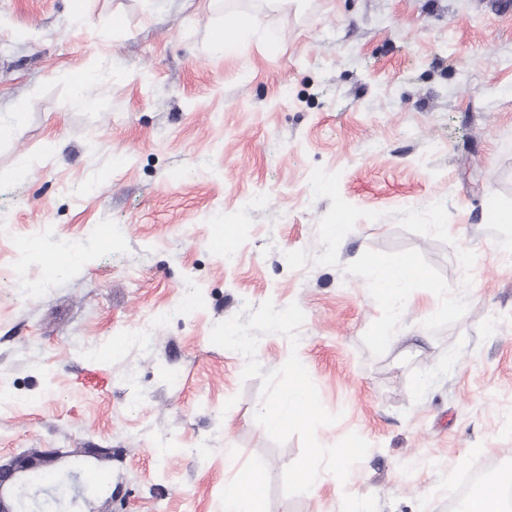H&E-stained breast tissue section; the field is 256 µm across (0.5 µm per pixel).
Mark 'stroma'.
I'll use <instances>...</instances> for the list:
<instances>
[{"instance_id":"stroma-1","label":"stroma","mask_w":512,"mask_h":512,"mask_svg":"<svg viewBox=\"0 0 512 512\" xmlns=\"http://www.w3.org/2000/svg\"><path fill=\"white\" fill-rule=\"evenodd\" d=\"M84 2L78 30L72 0H0V120L24 112L0 141V386L27 396L0 459H37L47 489L105 473L79 512H224L255 461L262 512H448L471 471L512 474V224L489 220L512 210V0ZM238 12L247 53L214 56ZM116 58L75 107L71 74ZM60 242L83 262L10 294L18 255L39 278ZM381 257L421 268L407 307ZM268 299L305 320L298 347L261 336L263 371L297 352L340 416L319 443L370 445L294 497L300 439H269L260 378L210 341Z\"/></svg>"}]
</instances>
